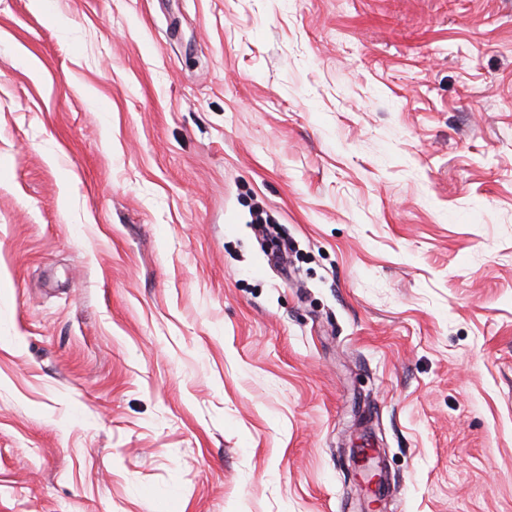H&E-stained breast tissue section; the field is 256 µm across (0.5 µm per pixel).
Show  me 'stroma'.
Returning a JSON list of instances; mask_svg holds the SVG:
<instances>
[{"mask_svg": "<svg viewBox=\"0 0 512 512\" xmlns=\"http://www.w3.org/2000/svg\"><path fill=\"white\" fill-rule=\"evenodd\" d=\"M357 447L512 512V0H0V512H361Z\"/></svg>", "mask_w": 512, "mask_h": 512, "instance_id": "35a3bbf8", "label": "stroma"}]
</instances>
